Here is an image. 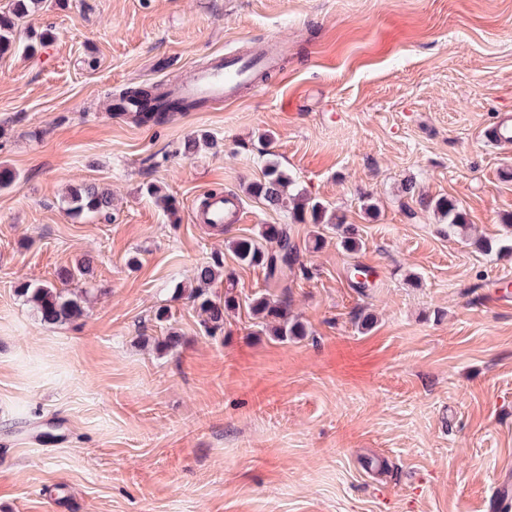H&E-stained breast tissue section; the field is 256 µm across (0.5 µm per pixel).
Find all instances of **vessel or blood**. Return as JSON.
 <instances>
[{
    "instance_id": "vessel-or-blood-1",
    "label": "vessel or blood",
    "mask_w": 512,
    "mask_h": 512,
    "mask_svg": "<svg viewBox=\"0 0 512 512\" xmlns=\"http://www.w3.org/2000/svg\"><path fill=\"white\" fill-rule=\"evenodd\" d=\"M249 62L217 58L207 68L199 70L185 83L171 86L173 97L188 101L207 103L214 99L233 101L239 87L249 82ZM485 140L502 148L512 147V120L506 119L488 126L484 130ZM241 206L231 197L220 195L207 198L194 213L198 224H220L226 221L238 222Z\"/></svg>"
}]
</instances>
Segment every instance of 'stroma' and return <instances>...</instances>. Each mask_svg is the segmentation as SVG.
<instances>
[{
  "instance_id": "obj_1",
  "label": "stroma",
  "mask_w": 512,
  "mask_h": 512,
  "mask_svg": "<svg viewBox=\"0 0 512 512\" xmlns=\"http://www.w3.org/2000/svg\"><path fill=\"white\" fill-rule=\"evenodd\" d=\"M47 28L37 55L0 57V512H483L512 470V309L484 303L512 255L448 238L417 197L456 201L474 237L512 219V150L482 137L512 116V0H41L13 36ZM265 45L261 92L162 124L111 109ZM271 161L362 249L252 197ZM82 184L111 191L109 213H68ZM224 192L240 222L193 223ZM286 223L307 334L283 342L259 332L265 276L230 243ZM84 257V317L44 326L16 285ZM214 257L240 305L210 336L174 290Z\"/></svg>"
}]
</instances>
